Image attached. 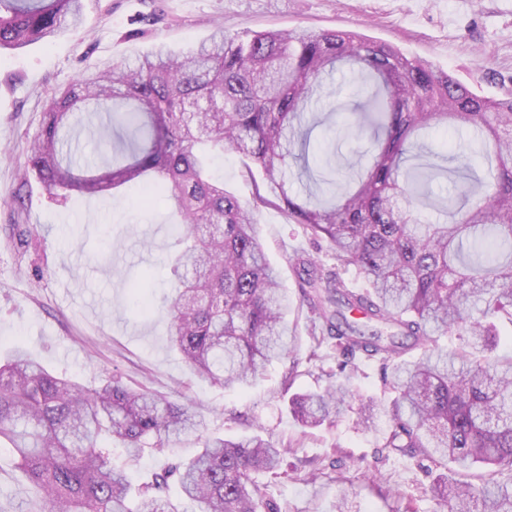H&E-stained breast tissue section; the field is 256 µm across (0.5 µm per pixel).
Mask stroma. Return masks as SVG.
<instances>
[{"label":"stroma","mask_w":512,"mask_h":512,"mask_svg":"<svg viewBox=\"0 0 512 512\" xmlns=\"http://www.w3.org/2000/svg\"><path fill=\"white\" fill-rule=\"evenodd\" d=\"M85 21L77 32L0 55V348L34 351L56 374L85 384L117 375L128 384L191 398L205 418L202 433L186 434L168 449H146L132 466L134 486L168 464L192 458L201 436L227 439L257 433L289 446L287 464L270 493L279 512H444L430 479L416 460L386 456L378 442L389 427L379 410L371 427L349 409L335 426L296 423L292 394L324 387L339 374L335 340L316 343L293 263L307 252L318 263L336 264L326 242H313L280 209L261 206L256 221L268 261L294 306L300 374L285 385L289 364L275 361L251 385L220 386L190 374L168 343L164 315L139 316L143 300L164 308L173 277L166 265L175 219L161 205L142 207L137 186L117 198L49 195L37 180L21 186L30 142L46 102L89 65L130 62L166 44L188 50L215 26L230 31H355L391 44L407 56L448 72L488 98L512 94V0H83ZM309 173L290 163V185L306 195L314 179L334 173L344 183L347 164L369 147L350 129L343 137L315 127ZM26 193L25 209L12 199ZM31 243L20 252L13 225ZM142 283L141 291L131 286ZM44 501L21 480L9 449L0 447V512H42Z\"/></svg>","instance_id":"obj_1"}]
</instances>
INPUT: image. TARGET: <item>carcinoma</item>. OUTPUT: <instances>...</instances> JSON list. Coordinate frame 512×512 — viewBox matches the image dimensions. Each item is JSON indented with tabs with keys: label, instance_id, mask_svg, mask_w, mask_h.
<instances>
[{
	"label": "carcinoma",
	"instance_id": "obj_1",
	"mask_svg": "<svg viewBox=\"0 0 512 512\" xmlns=\"http://www.w3.org/2000/svg\"><path fill=\"white\" fill-rule=\"evenodd\" d=\"M81 0H0V53L82 26ZM375 82L356 119L373 151L356 178L323 200L290 193L286 166L305 157L306 110L336 65ZM82 112L108 114L110 156L85 161L64 129ZM467 127L448 157L405 169L411 138L440 124ZM230 151L258 170L253 203L212 179L213 158ZM480 152L493 180L476 177ZM456 162L453 192L437 198L448 217L433 224L421 201ZM51 194L114 197L138 183L144 201L180 216L168 263L176 294L169 341L189 368L224 386L250 385L274 360L300 364L291 306L267 261L253 206L272 204L328 243L336 268L297 257L300 288L349 361L374 359L384 372L391 426L387 453L415 458L447 512H512V357L495 354L497 323H512V96L473 93L448 73L352 31L231 32L217 28L185 55L166 47L130 63L94 65L49 98L27 150L22 185ZM369 282L348 287L340 269ZM460 344L443 350L438 337ZM420 351L414 361L404 359ZM351 390L329 383L296 394L303 426L334 425ZM191 401L135 390L118 376L85 386L49 372L22 347L0 359V442L45 496V512H179L161 499L169 480L196 512H278L269 493L284 449L258 434L204 438L191 459L168 467L136 497L115 446L133 461L198 431Z\"/></svg>",
	"mask_w": 512,
	"mask_h": 512
}]
</instances>
